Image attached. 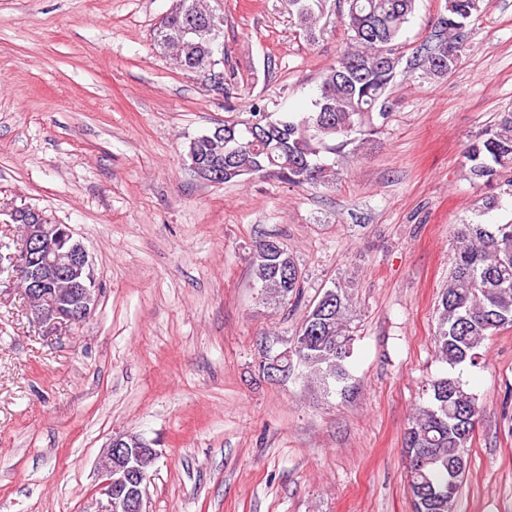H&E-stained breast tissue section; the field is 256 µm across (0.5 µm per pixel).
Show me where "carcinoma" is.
Returning <instances> with one entry per match:
<instances>
[{
  "label": "carcinoma",
  "mask_w": 512,
  "mask_h": 512,
  "mask_svg": "<svg viewBox=\"0 0 512 512\" xmlns=\"http://www.w3.org/2000/svg\"><path fill=\"white\" fill-rule=\"evenodd\" d=\"M322 0H288L291 15L303 34L311 37L323 15ZM343 22L349 44L323 76L313 111L298 116L285 113L277 119L263 105L252 103L251 123L263 128L261 137H248L236 123H224V133H209L200 147L187 149L188 161L201 163L224 158V182H236L253 168L296 186H322L336 180L337 172L321 159V153L352 142L360 134L358 148L368 143L374 127L367 124L373 112L385 120L386 92L397 76L423 71L431 78L445 76L437 60L458 51L451 67H457L465 26L480 11L483 0H444L434 31L416 49L404 69L351 70L355 63H371L383 50L398 44L405 24L414 12L415 0H344ZM182 9L159 24L154 45L170 53L179 68L187 70L198 58H215L214 42L186 30L185 13H208L204 0H181ZM469 177L490 183L505 178L512 192V113L503 114L494 127L480 133L466 147ZM448 286L437 305L434 332L438 358L449 371L427 383L429 405L412 417L404 434L409 457L407 491L413 512H448V494H457L465 470L460 458L470 442L481 413L478 397L462 378L458 366H477L486 339L512 327V224H460L455 233ZM280 258L269 252L266 240L251 253L254 283L266 303L280 307L300 297V276L282 277ZM334 303L323 309L315 304L296 331L294 357L327 393L348 394L353 388L350 357L354 310L347 287L332 288Z\"/></svg>",
  "instance_id": "carcinoma-1"
}]
</instances>
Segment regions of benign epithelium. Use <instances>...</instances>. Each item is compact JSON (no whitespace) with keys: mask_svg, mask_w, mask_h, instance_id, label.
<instances>
[{"mask_svg":"<svg viewBox=\"0 0 512 512\" xmlns=\"http://www.w3.org/2000/svg\"><path fill=\"white\" fill-rule=\"evenodd\" d=\"M223 14L211 11L202 31L217 40L222 33ZM208 90L224 94L221 66L210 67L197 77ZM37 222L22 225L20 246L13 257L16 280L34 319L39 324L77 325L96 310L100 289L83 243L67 224H53L41 211ZM156 449L132 435L112 438L98 467L100 493L105 496L98 512H144V485L139 459Z\"/></svg>","mask_w":512,"mask_h":512,"instance_id":"benign-epithelium-1","label":"benign epithelium"}]
</instances>
